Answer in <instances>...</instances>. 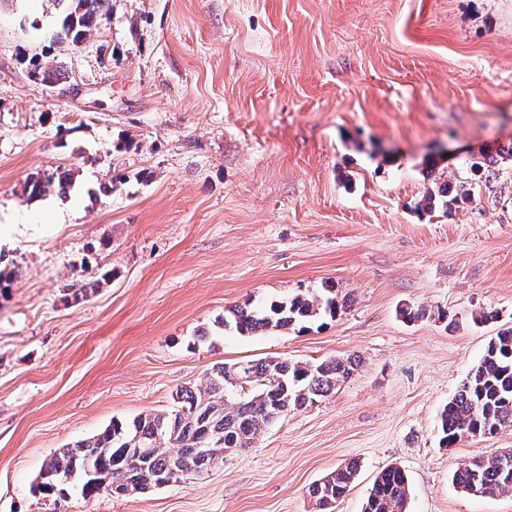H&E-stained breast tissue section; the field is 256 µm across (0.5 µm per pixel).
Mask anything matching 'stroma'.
Masks as SVG:
<instances>
[{
	"instance_id": "1",
	"label": "stroma",
	"mask_w": 512,
	"mask_h": 512,
	"mask_svg": "<svg viewBox=\"0 0 512 512\" xmlns=\"http://www.w3.org/2000/svg\"><path fill=\"white\" fill-rule=\"evenodd\" d=\"M106 11L76 48L54 39L57 0H0V512H317L309 486L349 461L331 512H362L391 465L409 512H512V494L453 481L512 449V427L440 442L443 406L512 326V161L486 182L466 163L512 143V0ZM35 60L61 81L32 78ZM437 145L444 179L473 186L450 214L416 208ZM57 166L69 193L24 194ZM327 284L346 307L309 330L222 326ZM348 356L333 393L202 476L88 502L35 490L56 450L172 409L215 364Z\"/></svg>"
}]
</instances>
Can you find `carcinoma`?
Returning a JSON list of instances; mask_svg holds the SVG:
<instances>
[{
	"mask_svg": "<svg viewBox=\"0 0 512 512\" xmlns=\"http://www.w3.org/2000/svg\"><path fill=\"white\" fill-rule=\"evenodd\" d=\"M67 2L57 38L74 45L86 41L102 20L106 0ZM501 156H484L471 162L470 169L488 178ZM503 157L512 159V145ZM52 185L63 191L71 189V172L57 167L27 182L26 191L34 197ZM471 197L472 187L435 179L425 187L417 208L431 212L441 207L450 213ZM345 306L334 286L327 285L322 295L298 293L257 309L238 306L229 310L224 326L234 327L241 335L305 330L321 316L340 315ZM357 367L353 357L310 364L273 357L216 365L205 387H185L176 393L172 410L147 413L130 423L114 420L92 438L56 451L46 462L36 490L63 497L71 477L79 480L81 495L90 500L104 490L117 494L177 483L201 472L205 466L201 449H208L209 460L217 463L224 461L226 442L238 451L252 447L265 427L292 410L317 403ZM440 419L441 441L446 447L463 439L493 436L512 426V327L491 338L478 363L444 406ZM215 431L224 441L211 439ZM357 471L356 463H347L312 486L310 496L319 512H327L345 495ZM454 479L471 495L512 493V451L475 456L460 464ZM408 496L406 474L389 466L377 475L364 512H406Z\"/></svg>",
	"mask_w": 512,
	"mask_h": 512,
	"instance_id": "obj_1",
	"label": "carcinoma"
}]
</instances>
